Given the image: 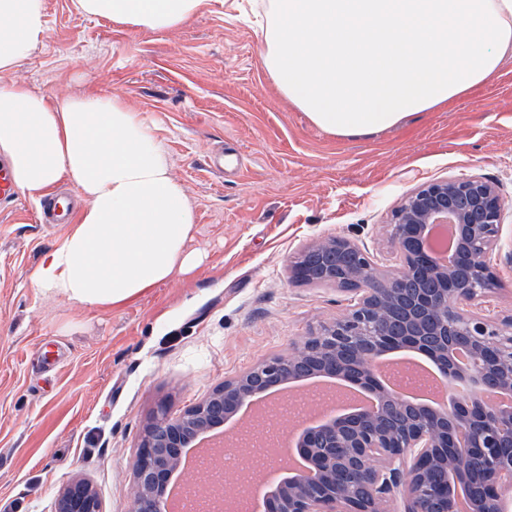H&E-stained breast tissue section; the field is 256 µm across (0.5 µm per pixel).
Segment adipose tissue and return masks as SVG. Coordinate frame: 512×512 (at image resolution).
I'll list each match as a JSON object with an SVG mask.
<instances>
[{
	"label": "adipose tissue",
	"mask_w": 512,
	"mask_h": 512,
	"mask_svg": "<svg viewBox=\"0 0 512 512\" xmlns=\"http://www.w3.org/2000/svg\"><path fill=\"white\" fill-rule=\"evenodd\" d=\"M206 0H74L76 11L142 31L186 24ZM264 66L324 132L375 134L489 81L512 57V0H271ZM47 35L44 0H0V72ZM0 156L34 202L61 184L83 201L34 282L118 308L199 264L194 213L146 118L117 94L50 97L0 84Z\"/></svg>",
	"instance_id": "adipose-tissue-1"
}]
</instances>
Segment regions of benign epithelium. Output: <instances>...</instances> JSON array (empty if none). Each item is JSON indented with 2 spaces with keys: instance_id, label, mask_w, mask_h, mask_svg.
Masks as SVG:
<instances>
[{
  "instance_id": "obj_1",
  "label": "benign epithelium",
  "mask_w": 512,
  "mask_h": 512,
  "mask_svg": "<svg viewBox=\"0 0 512 512\" xmlns=\"http://www.w3.org/2000/svg\"><path fill=\"white\" fill-rule=\"evenodd\" d=\"M504 200L500 184L479 177L427 182L412 190L391 219L396 263L378 265L341 236L311 242L290 266L292 278L336 286V257L352 262L356 292L346 312L272 357L212 390L176 416L166 413L145 430L132 463V512H166L164 489L182 470L185 449L217 432L232 416L272 389L306 376H333L374 391L375 413L353 412L307 427L296 449L310 475L288 477L266 512H389L403 494V512H456L465 490L471 512H512V407L477 397L498 390L512 397V318L496 322L477 311L499 287L492 255L501 250ZM458 225V246L446 266L424 247L430 224ZM409 349L429 357L451 387L472 397L432 410L386 393L374 373L385 352ZM472 363L461 368L458 353ZM56 512H100L90 485L73 480Z\"/></svg>"
}]
</instances>
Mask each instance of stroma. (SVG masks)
Masks as SVG:
<instances>
[{"mask_svg":"<svg viewBox=\"0 0 512 512\" xmlns=\"http://www.w3.org/2000/svg\"><path fill=\"white\" fill-rule=\"evenodd\" d=\"M208 0L188 24L142 32L45 0L48 35L1 72L48 96L120 94L154 124L195 213L201 264L118 310L44 294L33 274L69 230L16 196L0 209V504L54 512L88 481L101 512H130L132 462L161 409L176 415L224 379L286 353L345 313L351 293L292 281L314 239L344 236L380 260L404 196L442 179L501 184L512 247V59L486 85L403 125L339 138L280 95L252 4Z\"/></svg>","mask_w":512,"mask_h":512,"instance_id":"1","label":"stroma"}]
</instances>
